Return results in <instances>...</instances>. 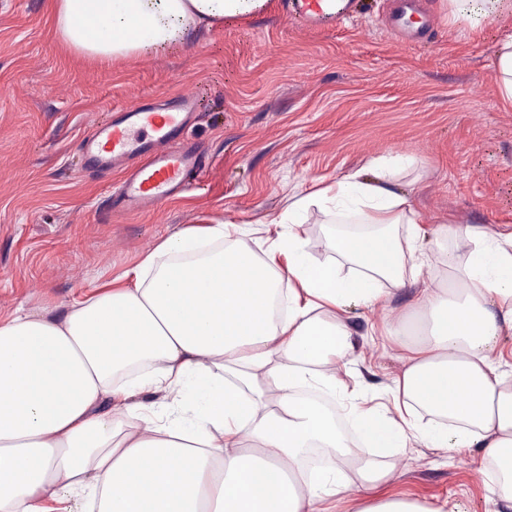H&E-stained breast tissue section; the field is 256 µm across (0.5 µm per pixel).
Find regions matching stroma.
I'll return each instance as SVG.
<instances>
[{
  "label": "stroma",
  "instance_id": "obj_1",
  "mask_svg": "<svg viewBox=\"0 0 512 512\" xmlns=\"http://www.w3.org/2000/svg\"><path fill=\"white\" fill-rule=\"evenodd\" d=\"M436 23L401 42L378 20L388 0H360L345 27L299 32L285 0L200 29L165 55L101 62L53 33L49 0H0V319L17 309L60 315L186 227L254 226L319 185L376 165L409 194L424 231L452 223L512 228V105L498 93L495 41L512 14L452 20L448 0H425ZM187 92L199 112L186 128L209 158L205 176L152 214L110 210L121 172L85 167L73 143L144 95ZM357 215L311 207L300 228L313 255H333L326 224ZM416 286L387 308L350 309L355 358L338 363L348 392L329 398L342 421L383 396L403 365L385 324L411 310L446 269L423 239ZM390 464L386 492L487 512L481 455L410 441Z\"/></svg>",
  "mask_w": 512,
  "mask_h": 512
}]
</instances>
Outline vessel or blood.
Segmentation results:
<instances>
[{"instance_id":"1","label":"vessel or blood","mask_w":512,"mask_h":512,"mask_svg":"<svg viewBox=\"0 0 512 512\" xmlns=\"http://www.w3.org/2000/svg\"><path fill=\"white\" fill-rule=\"evenodd\" d=\"M352 0H287V12L300 30L331 29L353 11ZM195 99L181 95L168 104L127 106L107 126L82 137L80 153L99 170L140 160L112 196L118 212H156L164 202L185 191L191 177L202 176L209 163L199 147L183 139Z\"/></svg>"}]
</instances>
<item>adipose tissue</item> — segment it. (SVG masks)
<instances>
[{
  "label": "adipose tissue",
  "mask_w": 512,
  "mask_h": 512,
  "mask_svg": "<svg viewBox=\"0 0 512 512\" xmlns=\"http://www.w3.org/2000/svg\"><path fill=\"white\" fill-rule=\"evenodd\" d=\"M268 0H53L62 42L103 60L185 47L202 26ZM96 35H89V28ZM369 232L335 235L321 262L293 199L262 236L230 222L179 230L59 317L0 321V512H447L379 495L390 469L358 457L299 390L336 391L354 345L346 314L416 283L423 234L384 168L317 189ZM408 225L400 234V225ZM445 280L388 334L406 350L390 404H356L363 448L410 440L477 449L492 506L512 504V234L439 224ZM276 397H268V390Z\"/></svg>",
  "instance_id": "ef3b65f1"
}]
</instances>
